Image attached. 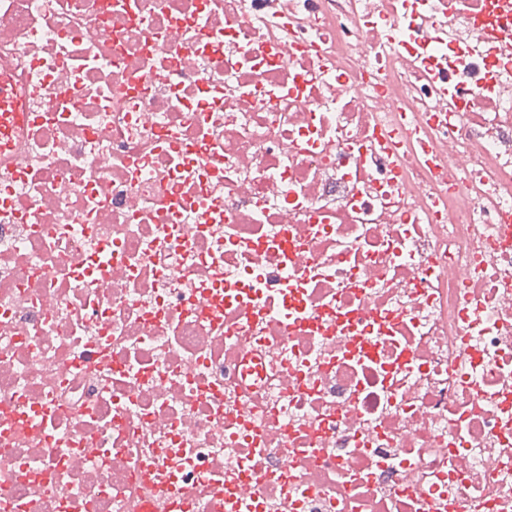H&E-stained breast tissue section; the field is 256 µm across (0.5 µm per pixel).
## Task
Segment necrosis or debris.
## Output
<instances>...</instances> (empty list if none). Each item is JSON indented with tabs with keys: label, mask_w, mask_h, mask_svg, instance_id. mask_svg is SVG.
Wrapping results in <instances>:
<instances>
[{
	"label": "necrosis or debris",
	"mask_w": 512,
	"mask_h": 512,
	"mask_svg": "<svg viewBox=\"0 0 512 512\" xmlns=\"http://www.w3.org/2000/svg\"><path fill=\"white\" fill-rule=\"evenodd\" d=\"M0 512H512V0H0ZM14 97V92L12 89V81L8 75H3L0 77V100L3 106V113L1 115V120L3 125L9 126L10 119L16 122H22L21 112H13L9 113L8 107L12 102Z\"/></svg>",
	"instance_id": "1"
}]
</instances>
